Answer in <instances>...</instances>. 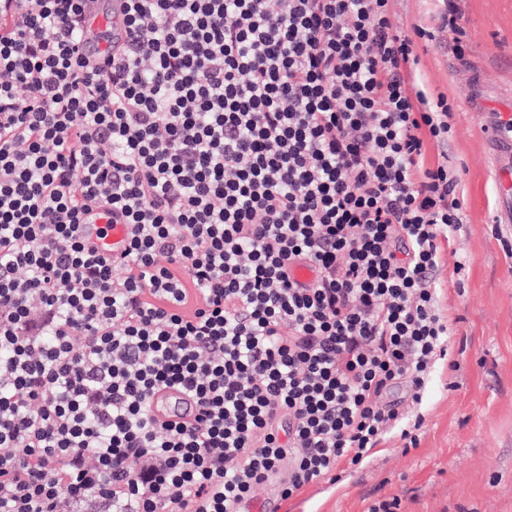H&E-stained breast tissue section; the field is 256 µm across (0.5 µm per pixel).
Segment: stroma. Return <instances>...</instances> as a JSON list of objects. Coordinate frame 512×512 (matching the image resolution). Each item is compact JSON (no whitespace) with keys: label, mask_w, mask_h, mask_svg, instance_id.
<instances>
[{"label":"stroma","mask_w":512,"mask_h":512,"mask_svg":"<svg viewBox=\"0 0 512 512\" xmlns=\"http://www.w3.org/2000/svg\"><path fill=\"white\" fill-rule=\"evenodd\" d=\"M460 31L441 25L440 0H394L398 26L432 28L420 49V77L454 101L448 162L462 175L464 222L444 245L439 301L453 336L448 362L433 372L422 403L393 398L421 417L417 447L393 435L362 467L336 485L318 483L279 501L278 512H367L373 501L400 497L403 512H512V254L502 243L512 223H498L502 199L487 134L489 118L471 104L512 100V0H457ZM466 48L465 61L451 51ZM469 260L455 268L458 257Z\"/></svg>","instance_id":"obj_1"}]
</instances>
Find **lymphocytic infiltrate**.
Returning a JSON list of instances; mask_svg holds the SVG:
<instances>
[{"label":"lymphocytic infiltrate","instance_id":"f902f5d3","mask_svg":"<svg viewBox=\"0 0 512 512\" xmlns=\"http://www.w3.org/2000/svg\"><path fill=\"white\" fill-rule=\"evenodd\" d=\"M83 2L0 0V512H239L415 444L390 396L448 354L463 222L428 30L393 0H127L93 60ZM166 389L192 420L152 416ZM86 235L91 244L101 248L112 249V254H120L124 248L126 239V227L123 224H113L108 226V217H102L97 214L89 216L87 219ZM107 229V235L102 236L101 230ZM101 237H104L101 239Z\"/></svg>","mask_w":512,"mask_h":512}]
</instances>
